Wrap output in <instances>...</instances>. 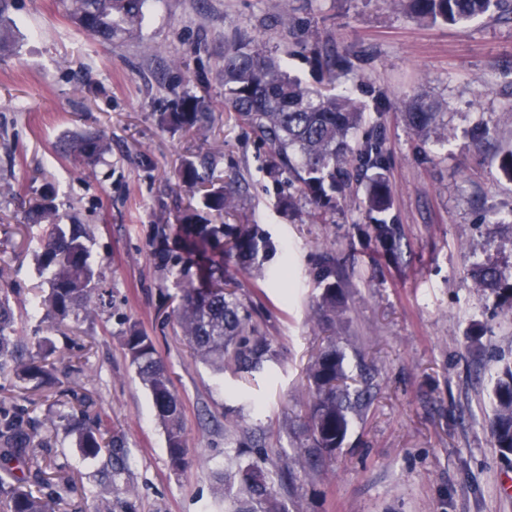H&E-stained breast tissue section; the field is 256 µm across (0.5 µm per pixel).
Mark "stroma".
I'll use <instances>...</instances> for the list:
<instances>
[{
  "label": "stroma",
  "instance_id": "obj_1",
  "mask_svg": "<svg viewBox=\"0 0 512 512\" xmlns=\"http://www.w3.org/2000/svg\"><path fill=\"white\" fill-rule=\"evenodd\" d=\"M12 55L0 58V266L15 290L25 344L56 351L44 387L0 373V406L24 410L43 439L40 462L75 479L56 512H228L224 473L257 462L288 512H512V455L492 445L493 387L512 362V312L472 271L512 275V14L458 24L411 18L397 0H149L138 33L100 43L61 0H13ZM259 45L313 91L333 70L364 110L354 148L377 145L380 168L347 167L344 193L323 207L295 195L278 207L263 169L268 145L224 109V51ZM190 92L212 112L203 136L164 129L160 113ZM439 116L413 130L405 105ZM100 131L111 152L80 172L64 138ZM204 157L239 198L213 218L224 233L188 252L193 205L176 184ZM397 247L370 234L375 177ZM52 185L64 221L86 224L105 303L46 329L35 253L44 228L25 211ZM252 236L249 257L230 242ZM220 266L247 310L256 355L223 373L195 357L174 312L200 268ZM263 266L266 278L251 274ZM335 286V310L322 306ZM153 339L183 405L186 464L172 469L166 435L123 344L129 325ZM362 402L333 453L312 450L307 369L328 346ZM61 413L107 416L120 441L86 457ZM367 204L371 211L377 213L385 212L390 206L388 186L380 177L372 182Z\"/></svg>",
  "mask_w": 512,
  "mask_h": 512
}]
</instances>
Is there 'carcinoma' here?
<instances>
[{
	"label": "carcinoma",
	"mask_w": 512,
	"mask_h": 512,
	"mask_svg": "<svg viewBox=\"0 0 512 512\" xmlns=\"http://www.w3.org/2000/svg\"><path fill=\"white\" fill-rule=\"evenodd\" d=\"M73 21L96 35L105 44L137 28L144 20L147 0H66ZM411 16L432 22L458 23L490 11H503L508 0H409ZM11 0H0V53L10 50L14 35L7 16ZM224 109L236 113L259 139L270 146L266 160L268 173L278 177L289 170L300 194L317 203L329 204L342 193L343 167L352 156L350 132L363 115L345 96L311 92L289 76L281 61L246 44L224 53ZM414 128H426L434 119L433 108L421 101L408 104ZM211 115L205 101L187 92L179 96L175 108L163 112L160 123L173 132L205 135ZM65 150L74 161L93 165L109 152L101 134L79 135L67 140ZM357 159L364 168H378L377 148L366 146ZM178 181L196 189L201 210L182 218L184 224H205L203 214L227 213L237 208L234 193L199 172L195 161L187 159L177 173ZM367 204L383 213L390 206L388 186L381 178L373 180ZM26 220L46 226V240L37 254L40 272L49 273V293L38 304L41 322L48 328L70 316L92 315L103 303L101 275L92 265L86 225L62 223L49 193L32 205ZM372 232L389 250L396 248L392 226L380 219ZM222 272L211 267L204 271L205 284L183 290L176 321L193 352L217 370L224 369V354L233 349L244 354L249 342L247 318L233 294L224 291ZM476 277L481 286L494 293L498 303L512 311V283L495 266H482ZM124 346L130 363L150 391L157 416L165 428L171 465L186 463L182 405L172 389L170 376L156 356L152 338L131 325L125 332ZM36 352L23 348L10 290L0 288V372L9 371L20 381L43 383L52 370L49 362L55 345L48 337L36 342ZM316 393L310 407L309 432L314 447L332 451L342 444L349 427V410L359 402L339 387L344 378L343 360L336 347L323 351L309 367ZM495 416L492 422L493 446L501 455L512 454V363L505 365L494 387ZM88 457L117 445L105 439L107 421L98 415L87 423L63 417ZM38 430L24 421L20 411L0 409V462L15 463L18 472L8 469L12 481L0 479V497L8 500L11 512H47L44 496L35 494L30 484L50 488L52 483L30 449L35 447ZM233 485L243 496L235 512H287L276 497L267 474L255 462L239 463Z\"/></svg>",
	"instance_id": "carcinoma-1"
}]
</instances>
